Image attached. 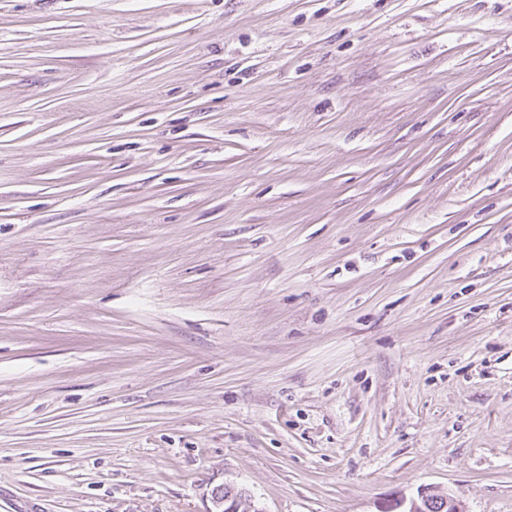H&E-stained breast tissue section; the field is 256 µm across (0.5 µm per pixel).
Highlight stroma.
Masks as SVG:
<instances>
[{
    "mask_svg": "<svg viewBox=\"0 0 512 512\" xmlns=\"http://www.w3.org/2000/svg\"><path fill=\"white\" fill-rule=\"evenodd\" d=\"M512 512V0H0V494ZM228 493L224 496V491ZM236 489L232 484L224 483L214 488L211 495L212 507L209 509L210 512L219 511L223 508H227V512H233L239 510L241 506L238 505L239 498L235 496Z\"/></svg>",
    "mask_w": 512,
    "mask_h": 512,
    "instance_id": "stroma-1",
    "label": "stroma"
}]
</instances>
